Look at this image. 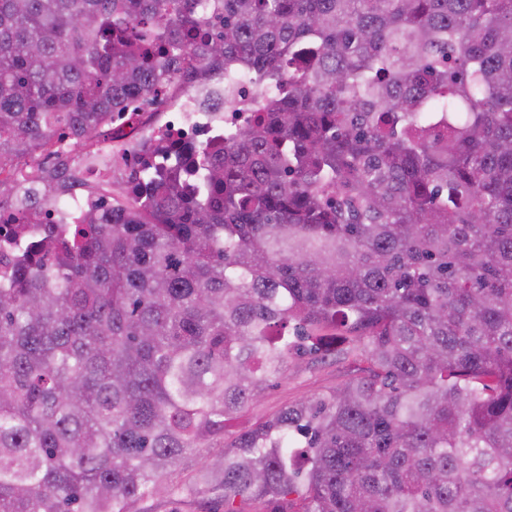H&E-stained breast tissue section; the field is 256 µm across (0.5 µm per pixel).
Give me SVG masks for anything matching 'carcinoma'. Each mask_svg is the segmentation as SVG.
<instances>
[{
	"label": "carcinoma",
	"mask_w": 512,
	"mask_h": 512,
	"mask_svg": "<svg viewBox=\"0 0 512 512\" xmlns=\"http://www.w3.org/2000/svg\"><path fill=\"white\" fill-rule=\"evenodd\" d=\"M240 69L224 150L0 281V512H512V0H0V167ZM329 350L357 373L231 431Z\"/></svg>",
	"instance_id": "cac0c4a2"
}]
</instances>
